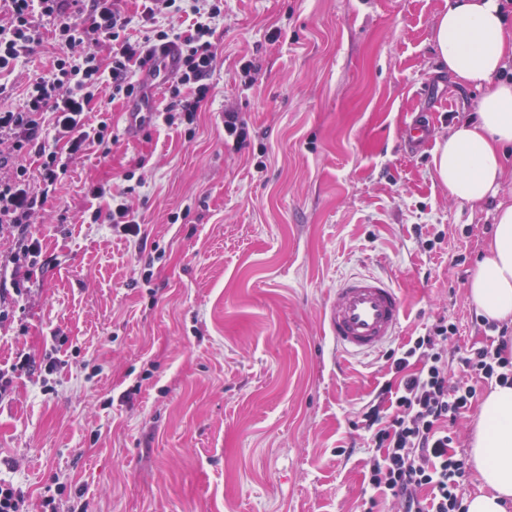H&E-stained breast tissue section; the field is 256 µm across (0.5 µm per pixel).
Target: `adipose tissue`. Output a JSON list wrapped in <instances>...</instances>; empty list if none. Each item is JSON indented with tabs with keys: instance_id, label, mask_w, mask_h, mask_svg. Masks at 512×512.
<instances>
[{
	"instance_id": "adipose-tissue-1",
	"label": "adipose tissue",
	"mask_w": 512,
	"mask_h": 512,
	"mask_svg": "<svg viewBox=\"0 0 512 512\" xmlns=\"http://www.w3.org/2000/svg\"><path fill=\"white\" fill-rule=\"evenodd\" d=\"M438 59L461 85L484 89L474 118L455 124L432 157L434 173L449 194L479 203L496 194L512 144V83L497 82L512 58L497 0H448L436 23ZM470 300L488 319L512 321V202L499 204L488 253L473 271ZM470 462L479 476L467 512H506L512 501V386L486 394L470 442Z\"/></svg>"
}]
</instances>
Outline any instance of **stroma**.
Segmentation results:
<instances>
[{"instance_id": "1", "label": "stroma", "mask_w": 512, "mask_h": 512, "mask_svg": "<svg viewBox=\"0 0 512 512\" xmlns=\"http://www.w3.org/2000/svg\"><path fill=\"white\" fill-rule=\"evenodd\" d=\"M446 6L224 0L194 134L159 113L129 131L125 100L92 102L110 152L70 162L32 225L29 290L0 324V366L21 353L57 364L14 371L0 397V479L28 512L48 495L57 512H364L369 450L336 449L357 438L388 363L338 357L322 306L342 275L373 270L407 310L394 347L442 316L453 346L485 344L468 283L512 200L511 171L496 196L463 203L435 177L432 147L403 149L411 113L433 110L439 141L483 96L438 62ZM53 52L48 32L0 102L22 107ZM228 108L265 146L264 170L225 144ZM98 184L127 191L143 248L83 223L108 206Z\"/></svg>"}]
</instances>
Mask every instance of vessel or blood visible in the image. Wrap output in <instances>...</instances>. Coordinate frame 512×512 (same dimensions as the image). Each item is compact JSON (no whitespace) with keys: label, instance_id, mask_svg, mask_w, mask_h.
Here are the masks:
<instances>
[{"label":"vessel or blood","instance_id":"vessel-or-blood-1","mask_svg":"<svg viewBox=\"0 0 512 512\" xmlns=\"http://www.w3.org/2000/svg\"><path fill=\"white\" fill-rule=\"evenodd\" d=\"M180 55L175 49L156 53L140 75L142 82L158 84L175 76ZM433 135L425 116L415 117L407 129L405 147L416 151ZM405 316L402 296L388 277L357 273L344 278L323 311L327 336L343 357L379 352L398 335Z\"/></svg>","mask_w":512,"mask_h":512}]
</instances>
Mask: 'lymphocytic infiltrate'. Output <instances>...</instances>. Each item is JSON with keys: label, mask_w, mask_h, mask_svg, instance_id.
Wrapping results in <instances>:
<instances>
[{"label": "lymphocytic infiltrate", "mask_w": 512, "mask_h": 512, "mask_svg": "<svg viewBox=\"0 0 512 512\" xmlns=\"http://www.w3.org/2000/svg\"><path fill=\"white\" fill-rule=\"evenodd\" d=\"M136 16L125 15L120 0H0V74L25 65L42 41L41 20L55 26L56 52L49 69L29 78L25 103L0 106V231L12 246L0 254V323L14 312L25 292L18 274L41 253L33 218L54 197L70 159L89 145L107 147L106 122L90 123L89 106L102 87L113 97L134 98L142 88L134 67L145 66L157 49L176 43L182 66L168 88V125L194 124L212 90L218 48L213 40L224 19L223 0H140ZM189 17V29L176 20ZM144 34L132 38L133 27ZM38 157L37 170L27 166ZM94 198L111 197L112 229L127 241L144 238L124 195L94 187ZM476 326L490 334L479 347L449 350L455 323L441 317L424 335L410 337L387 359L394 376L383 384L359 421L375 452L367 463L373 498L392 500L397 512H466V461L452 454L450 426L470 412L483 386L512 385V328L480 316Z\"/></svg>", "instance_id": "lymphocytic-infiltrate-1"}]
</instances>
